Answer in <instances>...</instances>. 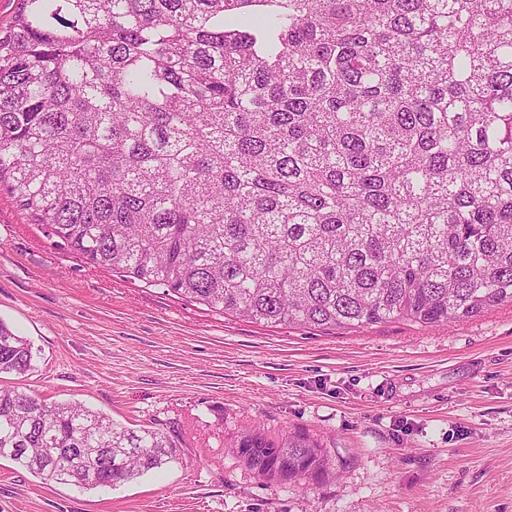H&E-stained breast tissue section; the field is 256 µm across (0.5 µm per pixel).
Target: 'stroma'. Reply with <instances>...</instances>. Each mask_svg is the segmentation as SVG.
<instances>
[{
  "label": "stroma",
  "mask_w": 512,
  "mask_h": 512,
  "mask_svg": "<svg viewBox=\"0 0 512 512\" xmlns=\"http://www.w3.org/2000/svg\"><path fill=\"white\" fill-rule=\"evenodd\" d=\"M0 321L33 368L0 385L166 433L178 463L115 489L0 461V512H512V303L452 325L271 326L81 260L0 192ZM303 430L318 483L269 481L242 433Z\"/></svg>",
  "instance_id": "1"
}]
</instances>
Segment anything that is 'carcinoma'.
<instances>
[{"mask_svg": "<svg viewBox=\"0 0 512 512\" xmlns=\"http://www.w3.org/2000/svg\"><path fill=\"white\" fill-rule=\"evenodd\" d=\"M0 191L86 262L256 324L459 323L512 303V0H20ZM33 352L0 322V373ZM258 476L321 481L304 432ZM115 488L163 433L0 388V460Z\"/></svg>", "mask_w": 512, "mask_h": 512, "instance_id": "cac0c4a2", "label": "carcinoma"}]
</instances>
